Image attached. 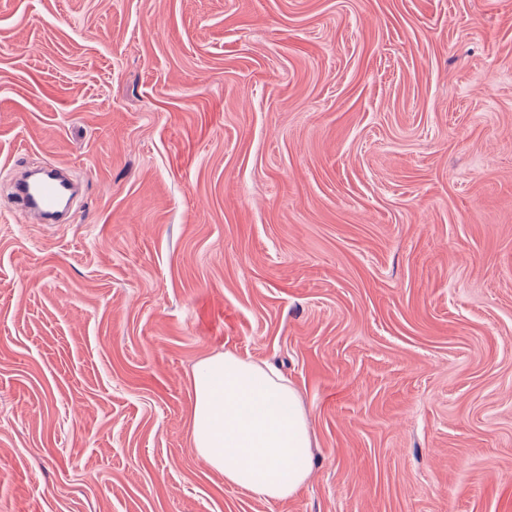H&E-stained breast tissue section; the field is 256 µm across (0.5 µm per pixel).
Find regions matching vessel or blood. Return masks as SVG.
<instances>
[{
    "instance_id": "b4317fda",
    "label": "vessel or blood",
    "mask_w": 512,
    "mask_h": 512,
    "mask_svg": "<svg viewBox=\"0 0 512 512\" xmlns=\"http://www.w3.org/2000/svg\"><path fill=\"white\" fill-rule=\"evenodd\" d=\"M15 194L30 221L43 224L69 203L72 183L50 168L36 180L17 183Z\"/></svg>"
}]
</instances>
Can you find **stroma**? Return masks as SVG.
Masks as SVG:
<instances>
[{
  "mask_svg": "<svg viewBox=\"0 0 512 512\" xmlns=\"http://www.w3.org/2000/svg\"><path fill=\"white\" fill-rule=\"evenodd\" d=\"M0 512H512V0H0ZM229 351L301 393L265 501L192 447ZM52 168L38 179L18 182L15 195L31 222L44 224L51 220L72 196V182L62 178Z\"/></svg>",
  "mask_w": 512,
  "mask_h": 512,
  "instance_id": "obj_1",
  "label": "stroma"
}]
</instances>
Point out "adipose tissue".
Segmentation results:
<instances>
[{
	"instance_id": "adipose-tissue-1",
	"label": "adipose tissue",
	"mask_w": 512,
	"mask_h": 512,
	"mask_svg": "<svg viewBox=\"0 0 512 512\" xmlns=\"http://www.w3.org/2000/svg\"><path fill=\"white\" fill-rule=\"evenodd\" d=\"M192 446L227 485L262 499L295 495L313 441L300 394L274 368L219 352L193 373Z\"/></svg>"
}]
</instances>
